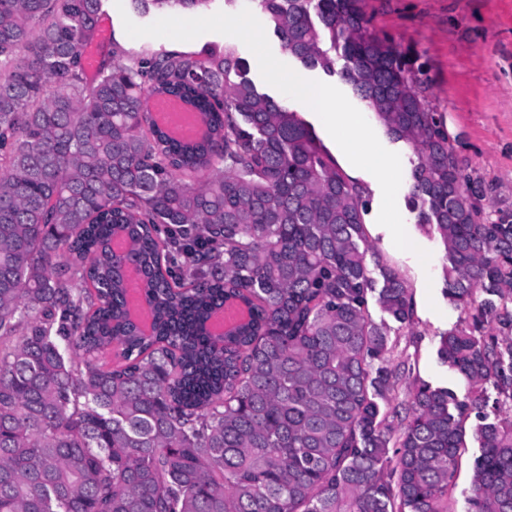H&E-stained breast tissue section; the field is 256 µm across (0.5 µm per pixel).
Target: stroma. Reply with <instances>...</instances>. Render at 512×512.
<instances>
[{
	"label": "stroma",
	"instance_id": "1",
	"mask_svg": "<svg viewBox=\"0 0 512 512\" xmlns=\"http://www.w3.org/2000/svg\"><path fill=\"white\" fill-rule=\"evenodd\" d=\"M375 10L374 25L403 43L424 50L430 62L432 93L447 112L448 129L459 165L469 180L485 217L512 215V0H370ZM103 13L110 24L108 38L97 40L98 59L111 57L113 46H120L124 59L149 56L161 51L195 52L203 48L234 47L248 64L249 77L258 90L295 110L314 129L329 151L337 146L327 136L317 115L305 104L279 93L267 84L252 52L238 39L219 33H206L180 42L166 38H130L114 0H104ZM338 163L354 180L370 191L369 212L365 217L381 266L395 269L407 281L414 303V324L405 328L389 320L378 305H371L375 322L388 326L393 346L391 366H407L411 375L461 389L458 376L437 359L438 335L453 327L462 317L445 293V251L441 240L416 224V214L407 195H400L398 209L412 227L419 247L431 254L421 264L410 252L392 249L377 223L382 202L381 187L369 172Z\"/></svg>",
	"mask_w": 512,
	"mask_h": 512
}]
</instances>
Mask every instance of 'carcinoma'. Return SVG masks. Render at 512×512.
I'll list each match as a JSON object with an SVG mask.
<instances>
[{"label":"carcinoma","mask_w":512,"mask_h":512,"mask_svg":"<svg viewBox=\"0 0 512 512\" xmlns=\"http://www.w3.org/2000/svg\"><path fill=\"white\" fill-rule=\"evenodd\" d=\"M102 6L0 0V512H451L470 439L468 512H512V217L482 218L424 53L367 0H259L282 50L343 60L416 157L409 202L467 314L437 348L465 393L414 377L395 436L399 373L369 300L405 327L414 311L397 271L369 276L368 188L230 46L114 53L88 77ZM154 95L199 135L164 131ZM117 237L148 284V340ZM234 303L248 318L219 354L204 327Z\"/></svg>","instance_id":"obj_1"}]
</instances>
